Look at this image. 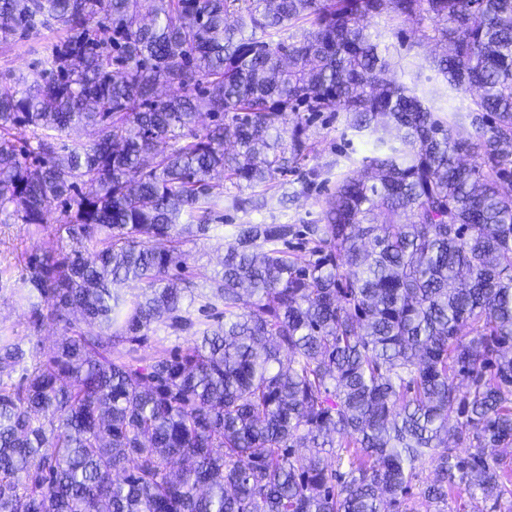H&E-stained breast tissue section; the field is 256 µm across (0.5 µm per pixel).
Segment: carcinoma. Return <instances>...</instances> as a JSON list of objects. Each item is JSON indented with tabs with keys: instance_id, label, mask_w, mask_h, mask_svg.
I'll return each instance as SVG.
<instances>
[{
	"instance_id": "cac0c4a2",
	"label": "carcinoma",
	"mask_w": 512,
	"mask_h": 512,
	"mask_svg": "<svg viewBox=\"0 0 512 512\" xmlns=\"http://www.w3.org/2000/svg\"><path fill=\"white\" fill-rule=\"evenodd\" d=\"M381 15L468 111L392 77ZM55 28L0 85V215L65 241L13 292L50 352L0 328V512H400L427 465V512H512V0H0L1 42ZM323 112L369 154L321 223L189 268Z\"/></svg>"
}]
</instances>
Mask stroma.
Wrapping results in <instances>:
<instances>
[{
    "label": "stroma",
    "mask_w": 512,
    "mask_h": 512,
    "mask_svg": "<svg viewBox=\"0 0 512 512\" xmlns=\"http://www.w3.org/2000/svg\"><path fill=\"white\" fill-rule=\"evenodd\" d=\"M370 28L382 33L383 42L389 47L392 73L398 82L425 90L445 88L444 76L428 63L435 45L424 41L416 26L380 17L371 20ZM61 38V32L44 30L0 44V85L18 75L36 74L37 61L45 46ZM307 135L315 144L307 165L320 174L312 190L303 192L301 179L295 174L260 187L265 199L261 210L244 212L224 207L221 220L213 223L208 237L190 245L192 264L219 268L224 246L231 241L237 225L312 224L319 219L325 189L334 187L339 174L356 169L367 146L364 138L349 128L342 112L324 114L308 128ZM55 243L52 236L29 231L26 225L0 222V327L12 329L20 336L28 335L27 311L14 302L11 291L20 285L25 258Z\"/></svg>",
    "instance_id": "stroma-1"
}]
</instances>
